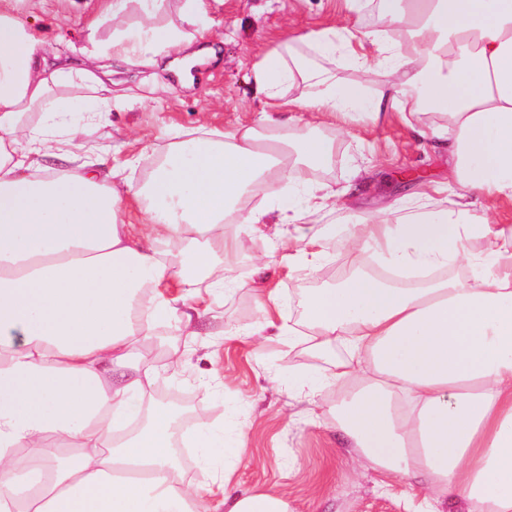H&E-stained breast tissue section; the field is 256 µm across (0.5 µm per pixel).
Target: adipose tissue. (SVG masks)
Masks as SVG:
<instances>
[{
  "mask_svg": "<svg viewBox=\"0 0 512 512\" xmlns=\"http://www.w3.org/2000/svg\"><path fill=\"white\" fill-rule=\"evenodd\" d=\"M347 2L352 12L374 6L423 55L399 47L373 63L350 39L323 34L319 53L339 49L357 64L335 91L287 50L267 54L253 81L269 113L256 125L206 132L187 149L175 144L134 186V224L120 189L132 186L137 158L101 169L72 147L112 111V60L157 64L180 54L192 33L169 18L167 0H100L91 48L75 63L49 52L15 0H0V512H213L211 496L224 512H291L276 491L236 492L230 468L207 495L183 484L173 453L178 418L150 397L156 368L134 359L171 322L206 345L198 321L210 311L208 295L227 291L224 258L238 246L224 226L272 183L289 230L256 264L262 320L251 335H285L265 273L290 265L295 243L308 265L317 263L321 236L303 218L336 196L307 176L328 165L333 141L296 135L277 118L293 104L289 90L309 80L315 105L374 124L403 114L421 91L438 119L434 136L448 142L446 181L354 214L352 263L439 271L479 239L487 271L415 288L352 276L309 293L302 323L310 351L325 356L342 342L349 356L326 379L295 388L314 401L355 381L332 409L334 427L357 461L414 480L429 512H442L444 493L465 512H512V224L488 219L512 206V0ZM379 72L382 89L366 97ZM33 112L49 114L61 137L30 125ZM49 157L66 168L47 173ZM441 193L449 207L428 210Z\"/></svg>",
  "mask_w": 512,
  "mask_h": 512,
  "instance_id": "ef3b65f1",
  "label": "adipose tissue"
}]
</instances>
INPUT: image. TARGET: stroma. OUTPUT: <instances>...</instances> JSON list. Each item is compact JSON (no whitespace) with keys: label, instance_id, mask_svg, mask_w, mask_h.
<instances>
[{"label":"stroma","instance_id":"obj_1","mask_svg":"<svg viewBox=\"0 0 512 512\" xmlns=\"http://www.w3.org/2000/svg\"><path fill=\"white\" fill-rule=\"evenodd\" d=\"M86 10L70 0H51L45 13L27 15L24 0L17 9L27 25L46 36L59 29L69 33L68 55L82 60L88 45L85 25L96 0ZM207 13L192 32V50L198 51L186 77L164 66H112V91L125 96L114 106L107 124L95 128L82 150H95L105 165L120 164L130 155L140 158L135 182L148 178L156 163L170 152L172 129L194 132L200 122L224 131L259 122L264 99L254 91L252 73L263 56L288 41L291 52L311 57L317 68L341 84L354 77L351 61L343 53L317 55L315 44L327 29L337 36L355 34L371 42L385 29L374 8L354 13L345 0H206ZM288 117L300 134H318L335 143L326 168L314 170V181L327 184L338 195L328 207L308 213L305 223L323 232L324 257L315 266L297 265L272 275L279 290L287 323L301 320L302 303L313 289L327 288L349 277L354 268L345 257L349 211L341 190L355 168L375 166L376 171L358 185L362 208L373 210L382 201L411 192L419 183L448 175L447 153L434 149L430 140L413 128L427 124L431 114L417 113L409 120L392 116L382 124L362 119L311 118L309 109L292 107ZM226 232L239 235L237 253L224 261V277L234 287L217 299L201 321L211 344L198 349L189 371L179 378H158L151 395L187 398L189 430L233 431L242 427L248 462L236 465L233 482L242 490L272 489L288 497L294 512H418L407 480L386 477L370 465L355 462L337 433L309 423L310 413L327 418L330 407L346 391L339 384L325 390L318 404L299 395L292 383L297 375L325 374L326 359L308 351L300 338L252 343L227 342L222 334L253 325L259 318L250 284L258 256L270 249L268 239L246 234L240 224ZM211 388L202 397L201 388Z\"/></svg>","mask_w":512,"mask_h":512}]
</instances>
